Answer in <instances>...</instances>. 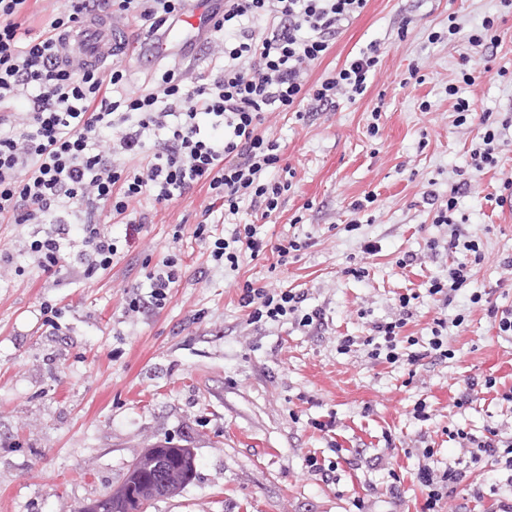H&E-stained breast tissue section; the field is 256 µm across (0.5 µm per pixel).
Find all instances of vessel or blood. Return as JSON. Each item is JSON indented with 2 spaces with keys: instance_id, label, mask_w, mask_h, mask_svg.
<instances>
[{
  "instance_id": "b4317fda",
  "label": "vessel or blood",
  "mask_w": 512,
  "mask_h": 512,
  "mask_svg": "<svg viewBox=\"0 0 512 512\" xmlns=\"http://www.w3.org/2000/svg\"><path fill=\"white\" fill-rule=\"evenodd\" d=\"M209 24L208 12L192 9L183 16L180 26L154 45L153 54L168 55L175 49L186 47L190 41L201 36ZM133 38L132 29L112 23L109 18H91L83 24L74 41L66 40L60 44L59 57L76 69L108 65L120 59Z\"/></svg>"
}]
</instances>
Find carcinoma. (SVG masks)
<instances>
[{
    "mask_svg": "<svg viewBox=\"0 0 512 512\" xmlns=\"http://www.w3.org/2000/svg\"><path fill=\"white\" fill-rule=\"evenodd\" d=\"M157 455L166 460V470L162 473L157 472L154 469V457L144 456L139 467L135 469L140 483L132 486L127 479L119 489L108 492L111 512H126V500L131 498V495L140 493L142 486L154 485L164 480L170 488L177 490L191 478L194 466L187 460V457L191 456L189 449L164 446L158 449Z\"/></svg>",
    "mask_w": 512,
    "mask_h": 512,
    "instance_id": "cac0c4a2",
    "label": "carcinoma"
}]
</instances>
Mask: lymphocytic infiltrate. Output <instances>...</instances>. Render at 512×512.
I'll return each mask as SVG.
<instances>
[{
  "label": "lymphocytic infiltrate",
  "mask_w": 512,
  "mask_h": 512,
  "mask_svg": "<svg viewBox=\"0 0 512 512\" xmlns=\"http://www.w3.org/2000/svg\"><path fill=\"white\" fill-rule=\"evenodd\" d=\"M191 3L62 0L59 12L32 37L26 28L32 0H0V224L37 225L24 248L44 274L60 271L73 220L81 226L84 277L109 269L118 252L109 224L124 220L126 241L135 240L147 222L140 210L146 196L166 205L201 186L230 213H237L245 198L264 214L275 212L290 184L265 177L281 160L277 141L261 131L265 113L304 103L328 107L340 96L355 100L378 63L376 55L364 52L321 81L307 80L310 66L367 0H224L213 8L207 31L208 44L223 52L208 53L191 82L182 69L165 66L154 71L149 87L133 89L125 85L122 64L75 71L59 61L64 32L93 13L138 19L145 40L154 41ZM456 110L483 130L471 154L473 168L494 165L512 116L495 123L465 99L457 101ZM193 234L211 239L210 255L219 265L238 266L242 255L255 258L263 249L249 224L226 239L211 237L202 221ZM411 300L400 295L397 319L374 324L372 336L361 340L340 337V349L347 352L361 342L371 359L417 365L421 352L402 351ZM302 301L290 290L273 293L250 284L242 296L255 322L300 314ZM300 316L302 325L313 324V315ZM449 436L471 445L470 464L490 463L497 474L476 498L492 493L496 512H512V438L502 439L494 430L480 439L461 430ZM469 466L456 462L439 473L419 468L425 490L421 512H437L469 479Z\"/></svg>",
  "instance_id": "lymphocytic-infiltrate-1"
}]
</instances>
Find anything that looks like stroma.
Returning a JSON list of instances; mask_svg holds the SVG:
<instances>
[{
  "instance_id": "35a3bbf8",
  "label": "stroma",
  "mask_w": 512,
  "mask_h": 512,
  "mask_svg": "<svg viewBox=\"0 0 512 512\" xmlns=\"http://www.w3.org/2000/svg\"><path fill=\"white\" fill-rule=\"evenodd\" d=\"M487 18L499 45L481 54L468 35ZM453 20L461 31L451 37ZM435 32L444 40L432 41ZM373 48L378 64L356 101L338 98L301 120L265 113L262 128L281 150L271 176L281 179L286 165L294 173L271 216L246 202L225 216L201 187L166 206L145 202L148 222L134 243L112 221L118 253L90 280L78 231L49 277L21 251L33 225L0 224V251L13 255L0 270V512H78L165 440L190 449L195 470L178 495L147 512H421L419 467L469 458L448 429L512 437V403L499 398L512 389V335H499L484 305L469 300L486 288L498 307L512 306V271L502 265L512 256V208L494 202L512 180V144L500 147L496 165L475 171L481 130L459 123L455 110L462 98L497 120L512 113V5L368 0L311 66L309 82ZM472 71L479 79L464 83ZM459 183L454 218L483 258L445 307L425 288L453 258L428 243L447 240L433 203ZM368 194L375 203L356 216L360 229L347 231L350 203ZM206 218L219 235L255 225L267 251L235 268L215 265L208 242L192 235ZM291 238L301 250L278 262L272 246ZM171 253L180 277L165 305L129 311L131 296L148 298V274ZM358 264L365 277L348 275ZM248 282L303 293L302 312L320 310V322H251L239 303ZM406 293L416 299L404 332L418 350L435 318L464 315L448 329L454 358L427 355L412 368L372 360L363 346L338 349V337L363 338L395 320ZM48 304L57 310L51 319ZM489 374L495 392L475 390L473 403L456 407L467 381ZM421 401L425 421L413 414ZM312 456L333 465L329 478L311 472Z\"/></svg>"
}]
</instances>
